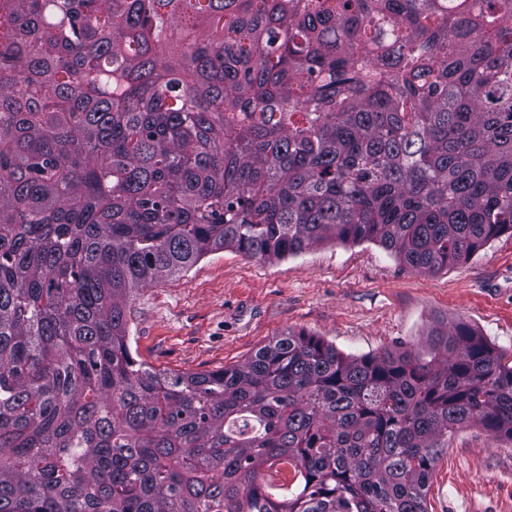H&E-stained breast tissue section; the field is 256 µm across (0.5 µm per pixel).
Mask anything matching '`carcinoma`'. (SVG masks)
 <instances>
[{
    "instance_id": "obj_1",
    "label": "carcinoma",
    "mask_w": 512,
    "mask_h": 512,
    "mask_svg": "<svg viewBox=\"0 0 512 512\" xmlns=\"http://www.w3.org/2000/svg\"><path fill=\"white\" fill-rule=\"evenodd\" d=\"M505 234L512 0H0V512H428L449 434L512 441L472 326L169 376L127 302L225 248L436 273Z\"/></svg>"
}]
</instances>
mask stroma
Wrapping results in <instances>:
<instances>
[{
  "mask_svg": "<svg viewBox=\"0 0 512 512\" xmlns=\"http://www.w3.org/2000/svg\"><path fill=\"white\" fill-rule=\"evenodd\" d=\"M133 356L165 373L244 362L284 333L304 331L344 354L416 348L464 320L512 355V236L435 274L404 267L378 243L326 242L276 262L226 248L135 292L126 306ZM428 512H512V441L477 425L448 440Z\"/></svg>",
  "mask_w": 512,
  "mask_h": 512,
  "instance_id": "stroma-1",
  "label": "stroma"
}]
</instances>
